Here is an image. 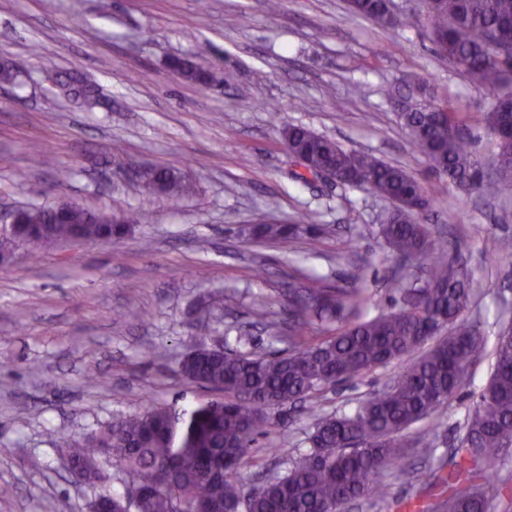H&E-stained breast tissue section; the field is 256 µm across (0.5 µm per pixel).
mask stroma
I'll list each match as a JSON object with an SVG mask.
<instances>
[{
  "mask_svg": "<svg viewBox=\"0 0 512 512\" xmlns=\"http://www.w3.org/2000/svg\"><path fill=\"white\" fill-rule=\"evenodd\" d=\"M0 0V61L27 62L0 85V207L80 205L129 216L120 240L16 249L0 266V512H89L94 491L65 466L60 435L83 439L147 405L192 409L216 391L181 377L180 359L200 345L252 337L259 354L287 351L272 323L302 274L332 288L362 265L373 317L398 306V263L374 233L390 201L350 186L295 177L286 124L343 148L368 151L419 178L434 199L422 217L467 266L475 298L467 313L486 347L449 402L401 437L434 427V455L388 470L392 500L351 502L343 512H400L429 497L422 472L439 468L493 369V345L512 319V209L489 196L446 189L397 114L403 104L451 100L466 112L480 158L495 147L483 115L490 97L431 42L424 0H392L401 26L352 16L345 0ZM194 59L219 71L204 89L171 66ZM78 68L101 88L88 112L58 97L52 76ZM170 168L192 186L179 203L144 193L125 167ZM306 218L329 236L258 243L242 226ZM221 307L201 312L211 293ZM266 303L256 315L252 303ZM144 311L141 321L127 310ZM406 360L322 390L321 413H347L406 368ZM97 371L103 384L85 382ZM260 437L245 477L282 474L303 453L312 423L287 406Z\"/></svg>",
  "mask_w": 512,
  "mask_h": 512,
  "instance_id": "1",
  "label": "stroma"
}]
</instances>
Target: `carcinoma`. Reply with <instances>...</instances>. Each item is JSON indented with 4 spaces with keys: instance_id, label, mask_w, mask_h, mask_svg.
<instances>
[{
    "instance_id": "1",
    "label": "carcinoma",
    "mask_w": 512,
    "mask_h": 512,
    "mask_svg": "<svg viewBox=\"0 0 512 512\" xmlns=\"http://www.w3.org/2000/svg\"><path fill=\"white\" fill-rule=\"evenodd\" d=\"M346 3L350 13L380 27L401 24L390 0ZM426 8L435 53L460 66L493 97L485 128L495 147L512 148V60L499 59L488 42L491 32L512 34V0H428ZM178 68L201 85L217 81L190 59ZM23 72L24 64L5 63L0 82L12 84ZM55 86L89 110L100 104L97 87L70 73L57 75ZM434 107L432 112L409 109L400 119L431 169L466 189L481 168L467 116L446 101ZM284 143L309 172L330 170L340 183L392 201L394 208L375 234L402 267L427 263L428 278L420 283L400 275L393 288L401 305L371 318L360 316L370 296L359 267L353 269L348 288H293L281 303L289 353L258 356L199 346L180 361L182 377L224 393V399L189 411L152 405L82 441L65 439L68 456L86 482L96 483L99 460L105 456L141 485L143 493L135 502L112 498V512H175L178 503L192 512H336L352 500L384 502L391 494L386 471L403 468L407 457L398 434L456 395L484 346L480 330L463 318L472 300L469 271L453 250L436 246L427 225L414 215V207L431 206L429 196L417 197L418 178L369 152L347 151L304 126L287 125ZM143 187L170 199L189 190L180 175L162 168L152 170ZM488 189L512 198V159L497 164ZM15 212L23 223L0 237V255L20 242L39 247L78 234L87 241H111L128 230L126 224L113 223L108 213L77 205L49 225L45 205H25ZM312 231L303 217L296 224L255 225L248 235L257 242H288ZM316 321L334 325L333 333L311 343L307 333ZM446 328L448 336L353 411L323 416L316 405L308 406L314 419L306 438L309 449L291 461L285 475L244 487L240 470L264 427L273 423V409L407 356ZM493 355L490 380L456 439L448 472L439 470L427 482L429 489H441L442 512H489L493 498L504 512H512V486L492 470L512 459V334L497 336Z\"/></svg>"
}]
</instances>
